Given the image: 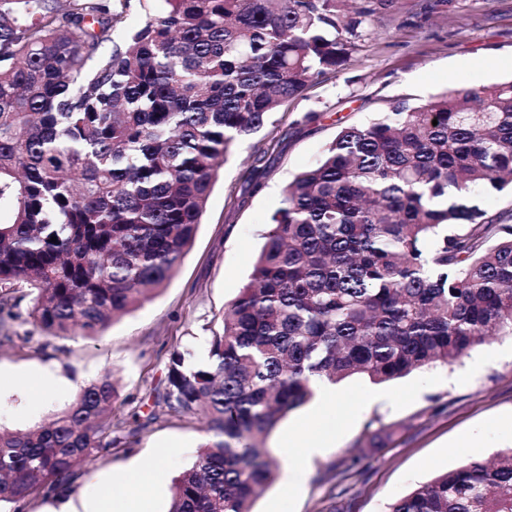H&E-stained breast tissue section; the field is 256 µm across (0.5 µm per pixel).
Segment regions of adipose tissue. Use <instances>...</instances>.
<instances>
[{"mask_svg":"<svg viewBox=\"0 0 512 512\" xmlns=\"http://www.w3.org/2000/svg\"><path fill=\"white\" fill-rule=\"evenodd\" d=\"M114 481L128 486L140 487L142 496L116 499L113 492L106 490L89 495L73 492L55 497L47 512H153L148 490L159 485L163 479L160 467L153 462H141L112 474Z\"/></svg>","mask_w":512,"mask_h":512,"instance_id":"obj_1","label":"adipose tissue"}]
</instances>
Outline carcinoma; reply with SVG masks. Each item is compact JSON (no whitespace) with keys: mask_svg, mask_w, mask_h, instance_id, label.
Listing matches in <instances>:
<instances>
[{"mask_svg":"<svg viewBox=\"0 0 512 512\" xmlns=\"http://www.w3.org/2000/svg\"><path fill=\"white\" fill-rule=\"evenodd\" d=\"M126 2L0 0V312L24 286L51 336L97 337L165 286L239 140L354 35L340 0H143L144 24L105 52ZM507 188L512 80L338 130L284 186L207 358L169 360L156 402L205 425L167 512H253L279 468L266 439L316 381L387 383L511 336L512 224L471 203ZM118 397L105 374L47 424L0 431V512L129 447L139 427L109 419ZM391 436L365 432L372 449ZM388 512H512V448Z\"/></svg>","mask_w":512,"mask_h":512,"instance_id":"cac0c4a2","label":"carcinoma"}]
</instances>
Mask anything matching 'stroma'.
Segmentation results:
<instances>
[{
  "instance_id": "35a3bbf8",
  "label": "stroma",
  "mask_w": 512,
  "mask_h": 512,
  "mask_svg": "<svg viewBox=\"0 0 512 512\" xmlns=\"http://www.w3.org/2000/svg\"><path fill=\"white\" fill-rule=\"evenodd\" d=\"M371 13L347 12L355 26L346 64L327 72L244 138L224 164L190 252L141 308L103 335L52 337L30 318L27 289L0 313V429L26 431L71 403L81 386L113 374L116 418L148 416L166 383L173 350L204 356L213 321L238 295L262 245L260 231L279 208L283 186L315 165L344 126L366 122L399 102L421 103L449 85L482 87L512 77V0H362ZM317 113L316 121L301 117ZM52 368L66 381L42 399L37 373ZM347 404L329 413L311 401L280 420L267 445L289 467L301 457L283 445L289 431L327 430L333 446L309 462L304 488L277 478L255 512H387L417 485L467 461H488L512 448V336L488 337L460 362L414 372L390 383L354 377L342 384ZM393 427L374 453L364 452L368 423ZM199 417L164 415L141 430L132 447L84 464L74 488L91 475L161 460L167 482L152 493L166 512L171 480L189 467L201 442Z\"/></svg>"
}]
</instances>
